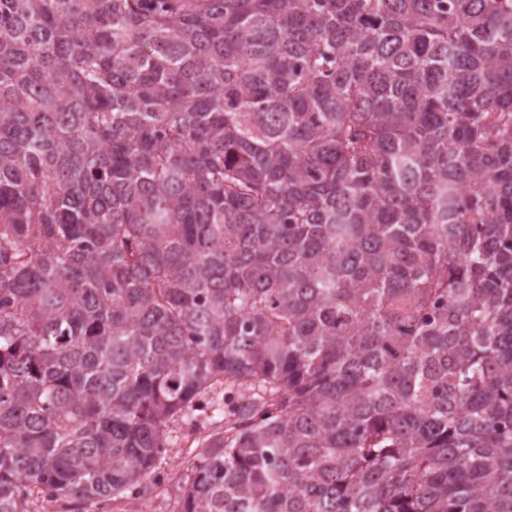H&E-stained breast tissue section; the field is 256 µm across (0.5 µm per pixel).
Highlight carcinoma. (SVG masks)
<instances>
[{"label": "carcinoma", "instance_id": "1", "mask_svg": "<svg viewBox=\"0 0 512 512\" xmlns=\"http://www.w3.org/2000/svg\"><path fill=\"white\" fill-rule=\"evenodd\" d=\"M512 512V0H0V512ZM214 408L196 411L191 422L170 424L155 472L140 487L108 500L112 512H181L184 481L194 457L221 424L220 417L211 413ZM96 501L76 502L63 496L44 497L34 488L29 496L30 512H99Z\"/></svg>", "mask_w": 512, "mask_h": 512}]
</instances>
